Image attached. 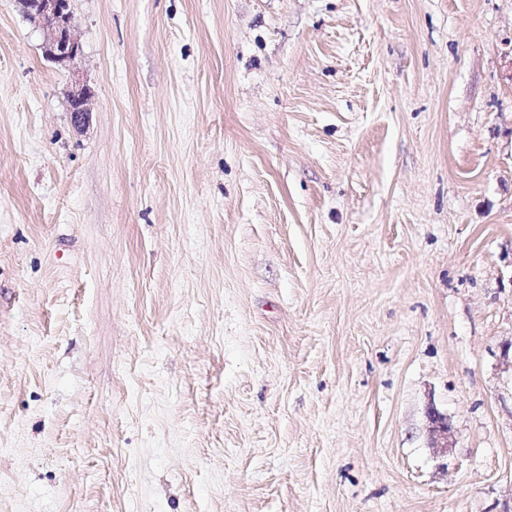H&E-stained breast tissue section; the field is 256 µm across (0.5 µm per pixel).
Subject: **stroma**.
<instances>
[{
  "label": "stroma",
  "mask_w": 512,
  "mask_h": 512,
  "mask_svg": "<svg viewBox=\"0 0 512 512\" xmlns=\"http://www.w3.org/2000/svg\"><path fill=\"white\" fill-rule=\"evenodd\" d=\"M71 9L0 0V512H512V0ZM22 12L46 31L45 55L65 67L81 51L73 25L71 0H19ZM67 110L70 112L75 126L84 124L91 110V92L86 85L75 82V86L67 95ZM428 418L431 424L433 447L440 448L445 452L448 451V448H453L454 432L448 419L433 408L428 412Z\"/></svg>",
  "instance_id": "35a3bbf8"
}]
</instances>
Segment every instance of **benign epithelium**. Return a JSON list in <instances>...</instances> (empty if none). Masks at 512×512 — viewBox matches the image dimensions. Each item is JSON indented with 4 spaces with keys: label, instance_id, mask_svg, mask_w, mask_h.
I'll list each match as a JSON object with an SVG mask.
<instances>
[{
    "label": "benign epithelium",
    "instance_id": "obj_1",
    "mask_svg": "<svg viewBox=\"0 0 512 512\" xmlns=\"http://www.w3.org/2000/svg\"><path fill=\"white\" fill-rule=\"evenodd\" d=\"M22 12L46 31L45 55L59 66H66L81 51L73 25L71 0H18ZM67 110L75 125L84 124L91 112V92L75 84L67 95ZM434 447L448 451L454 444V432L448 419L435 409L428 412Z\"/></svg>",
    "mask_w": 512,
    "mask_h": 512
}]
</instances>
